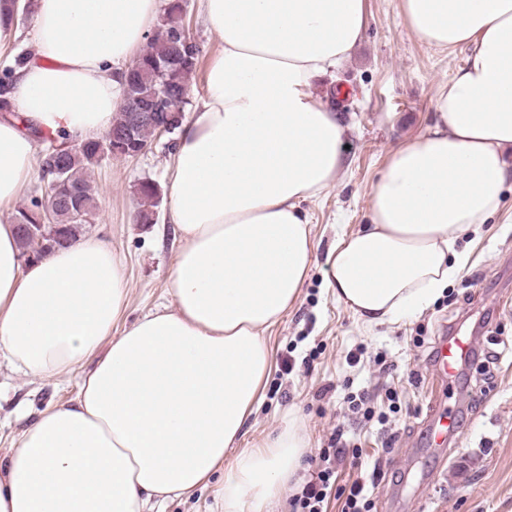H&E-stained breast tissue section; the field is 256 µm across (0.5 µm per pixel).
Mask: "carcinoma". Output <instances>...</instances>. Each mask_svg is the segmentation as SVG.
I'll return each mask as SVG.
<instances>
[{
    "label": "carcinoma",
    "mask_w": 512,
    "mask_h": 512,
    "mask_svg": "<svg viewBox=\"0 0 512 512\" xmlns=\"http://www.w3.org/2000/svg\"><path fill=\"white\" fill-rule=\"evenodd\" d=\"M185 15V5L167 3L147 48L126 68L123 93L135 95L141 103L148 105L153 102L158 78L162 76L168 95L181 105L180 111H185L189 77L201 58L199 50L188 59L179 52L175 37L186 29ZM57 145L61 146L59 155L63 162V182L59 194L66 199V206L57 209V217L59 223L71 225L70 238L75 242L83 234L85 225L74 222L73 214L81 211L97 216L98 188L92 180L91 169L100 159L90 144L80 150L64 148L60 141ZM138 195V218L149 220L154 217V207L159 202V186L152 180H144L139 184Z\"/></svg>",
    "instance_id": "cac0c4a2"
}]
</instances>
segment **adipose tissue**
Wrapping results in <instances>:
<instances>
[{"label":"adipose tissue","mask_w":512,"mask_h":512,"mask_svg":"<svg viewBox=\"0 0 512 512\" xmlns=\"http://www.w3.org/2000/svg\"><path fill=\"white\" fill-rule=\"evenodd\" d=\"M218 38L206 93L168 171L180 245L170 300L130 325L128 288L107 241L84 236L24 261L0 224V360L33 380L81 374L0 452V512H153L222 474L224 512H270L300 481L308 437L295 415L240 445L263 400L268 335L315 262L301 205L334 188L343 127L312 92L350 57L365 0H200ZM427 45L467 46L441 83L423 135L389 154L370 222L339 231L328 288L364 323L429 307L461 274L458 240L502 208L512 180V0H401ZM162 0H34L37 48L16 69L0 118V208L37 173V140L107 131L118 74L153 32Z\"/></svg>","instance_id":"ef3b65f1"}]
</instances>
